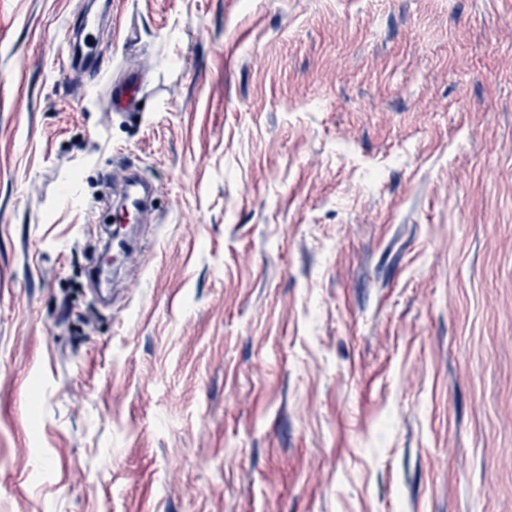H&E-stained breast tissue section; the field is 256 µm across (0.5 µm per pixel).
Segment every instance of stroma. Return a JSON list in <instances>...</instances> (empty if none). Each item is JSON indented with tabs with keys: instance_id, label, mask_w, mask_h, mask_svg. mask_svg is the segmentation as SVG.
Listing matches in <instances>:
<instances>
[{
	"instance_id": "35a3bbf8",
	"label": "stroma",
	"mask_w": 512,
	"mask_h": 512,
	"mask_svg": "<svg viewBox=\"0 0 512 512\" xmlns=\"http://www.w3.org/2000/svg\"><path fill=\"white\" fill-rule=\"evenodd\" d=\"M88 2L0 0V512H512V0ZM100 20L101 17L98 14L88 10L80 18L79 27L77 28L79 32L78 55L69 56L63 62L65 70L88 63V66L82 70L89 78L95 77L101 70L104 64L103 52L98 43L94 45L89 39L91 32H99ZM127 184L137 187V190L122 196V208L130 212H136L141 208L144 200L148 197L149 183L143 178L133 175L128 179Z\"/></svg>"
}]
</instances>
